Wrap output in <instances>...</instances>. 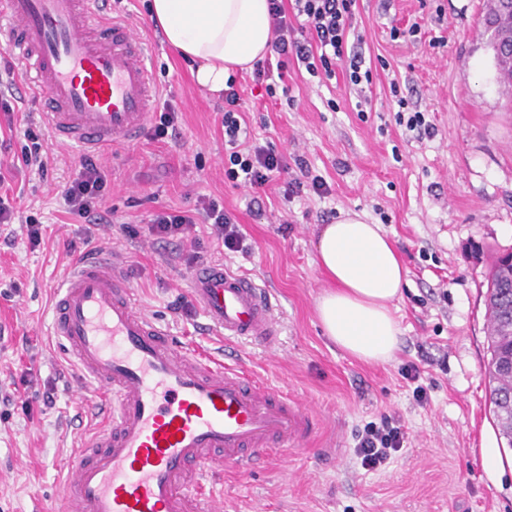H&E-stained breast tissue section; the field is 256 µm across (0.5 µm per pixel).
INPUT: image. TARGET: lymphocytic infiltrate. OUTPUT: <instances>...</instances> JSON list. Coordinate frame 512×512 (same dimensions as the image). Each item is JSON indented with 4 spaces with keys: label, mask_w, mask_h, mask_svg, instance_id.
<instances>
[{
    "label": "lymphocytic infiltrate",
    "mask_w": 512,
    "mask_h": 512,
    "mask_svg": "<svg viewBox=\"0 0 512 512\" xmlns=\"http://www.w3.org/2000/svg\"><path fill=\"white\" fill-rule=\"evenodd\" d=\"M357 0H268L272 38L264 60L254 65L253 82L273 98L285 84L289 62H296L313 77L330 80L344 73L351 85L371 81V70L358 51H347L348 37L354 33ZM241 94L235 78H228L224 88V143L229 147L226 177L263 191L274 171L285 170L286 164L273 149L253 146L241 149ZM106 174L93 157H85L78 177L63 192L68 213L87 220L88 224H103L102 213ZM207 223L214 237L226 252L244 251V236L239 224L215 203L204 205L202 211H172L161 209L153 219L152 230L160 237L190 236L198 223ZM405 442V432L391 419L369 424L361 433L356 453L364 468L374 469L384 464Z\"/></svg>",
    "instance_id": "lymphocytic-infiltrate-1"
}]
</instances>
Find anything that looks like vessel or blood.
Wrapping results in <instances>:
<instances>
[{
  "label": "vessel or blood",
  "instance_id": "b4317fda",
  "mask_svg": "<svg viewBox=\"0 0 512 512\" xmlns=\"http://www.w3.org/2000/svg\"><path fill=\"white\" fill-rule=\"evenodd\" d=\"M99 10L100 0H0V47L33 71L53 139L82 150L137 143L159 92L140 41ZM188 283L209 328L275 343L277 316L255 278L205 263ZM48 322L111 404L63 473L61 512H224L218 468L249 470L310 436L312 418L287 390L175 343L108 258L73 263Z\"/></svg>",
  "mask_w": 512,
  "mask_h": 512
}]
</instances>
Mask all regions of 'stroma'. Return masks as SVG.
Masks as SVG:
<instances>
[{
  "instance_id": "1",
  "label": "stroma",
  "mask_w": 512,
  "mask_h": 512,
  "mask_svg": "<svg viewBox=\"0 0 512 512\" xmlns=\"http://www.w3.org/2000/svg\"><path fill=\"white\" fill-rule=\"evenodd\" d=\"M487 0H358L362 53L372 68L366 98L344 76L322 82L289 70L293 105L252 94L244 82L251 143L288 164L265 191L272 221L256 220L249 188L224 175L221 96L195 81L191 61L165 41L149 0H107L151 49L160 99L173 105L175 136L145 135L102 158L109 223L97 245L114 251L138 303L188 349L223 357V336L207 325L184 285L192 254L266 285L279 317L278 346L241 344L253 377L287 388L315 420L309 444L224 478V512H512V449L489 412L486 271L489 256L512 251V86L496 80ZM420 32L404 40L391 27ZM434 128L418 137L400 122L391 83ZM336 100L330 110L328 100ZM42 143L45 171L17 173L20 217L37 214L40 245L26 225L0 239V512H48L62 495L61 471L102 418L105 394L81 380L46 331L53 285L84 255L86 223L62 192L82 153ZM304 160L328 185L287 195ZM218 201L245 236L246 253L225 254L205 225L194 239L151 232L160 208ZM365 211L383 225L409 271L395 316L402 335L392 361L353 358L326 336L315 300L326 285L315 263L320 225L340 211ZM406 432L403 448L378 468L356 455L364 426L382 417ZM495 455L486 466L485 450Z\"/></svg>"
}]
</instances>
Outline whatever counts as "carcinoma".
Listing matches in <instances>:
<instances>
[{
  "label": "carcinoma",
  "instance_id": "carcinoma-1",
  "mask_svg": "<svg viewBox=\"0 0 512 512\" xmlns=\"http://www.w3.org/2000/svg\"><path fill=\"white\" fill-rule=\"evenodd\" d=\"M486 18L512 27V13L505 12L496 0H491ZM486 307L490 331L485 374L489 384L490 412L499 436L512 448V370L509 369L512 361V275L499 258L488 271Z\"/></svg>",
  "mask_w": 512,
  "mask_h": 512
}]
</instances>
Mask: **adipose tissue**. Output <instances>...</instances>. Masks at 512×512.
Returning a JSON list of instances; mask_svg holds the SVG:
<instances>
[{"instance_id": "obj_1", "label": "adipose tissue", "mask_w": 512, "mask_h": 512, "mask_svg": "<svg viewBox=\"0 0 512 512\" xmlns=\"http://www.w3.org/2000/svg\"><path fill=\"white\" fill-rule=\"evenodd\" d=\"M150 12L166 41L195 64V79L209 92H223L235 69H253L267 53V0H151ZM316 251L331 280L316 300L326 336L358 360L390 361L401 335L393 310L409 280L382 225L356 211L341 212L321 225Z\"/></svg>"}]
</instances>
